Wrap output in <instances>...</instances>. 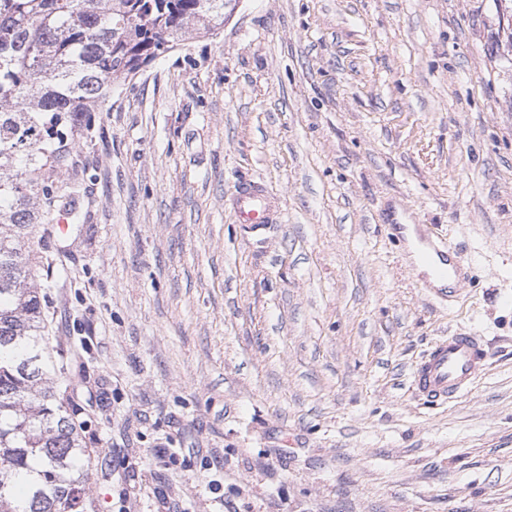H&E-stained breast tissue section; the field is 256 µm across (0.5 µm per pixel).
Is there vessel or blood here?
I'll use <instances>...</instances> for the list:
<instances>
[{
    "mask_svg": "<svg viewBox=\"0 0 512 512\" xmlns=\"http://www.w3.org/2000/svg\"><path fill=\"white\" fill-rule=\"evenodd\" d=\"M230 202L237 223L253 235L277 223L280 215L277 198L258 182L236 186ZM417 259L427 271L424 287L436 294L452 297L471 277L470 265L450 239L421 238ZM488 361L489 350L482 336L455 329L438 338L421 356L410 376V390L428 403L442 404L457 399L485 374Z\"/></svg>",
    "mask_w": 512,
    "mask_h": 512,
    "instance_id": "vessel-or-blood-1",
    "label": "vessel or blood"
}]
</instances>
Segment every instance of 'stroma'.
Masks as SVG:
<instances>
[{
    "label": "stroma",
    "instance_id": "1",
    "mask_svg": "<svg viewBox=\"0 0 512 512\" xmlns=\"http://www.w3.org/2000/svg\"><path fill=\"white\" fill-rule=\"evenodd\" d=\"M76 152L32 262L100 512H512V0H240L113 79ZM391 224L459 244L455 301ZM455 328L488 369L420 401ZM237 224L259 235L269 224H276L280 215L279 202L258 182H246L235 187L230 197ZM489 350L482 336L456 328L438 338L421 356L410 376L418 399L442 404L468 393L485 374Z\"/></svg>",
    "mask_w": 512,
    "mask_h": 512
}]
</instances>
